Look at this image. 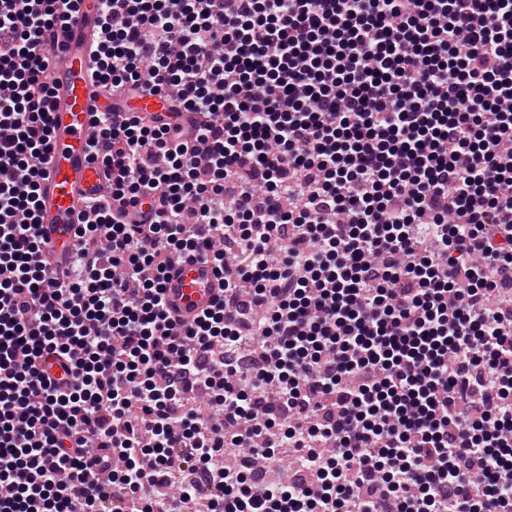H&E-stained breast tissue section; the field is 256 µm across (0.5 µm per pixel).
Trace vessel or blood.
Here are the masks:
<instances>
[{
	"label": "vessel or blood",
	"mask_w": 512,
	"mask_h": 512,
	"mask_svg": "<svg viewBox=\"0 0 512 512\" xmlns=\"http://www.w3.org/2000/svg\"><path fill=\"white\" fill-rule=\"evenodd\" d=\"M101 0H77L53 58L55 92L50 106L51 151L39 183L37 232L49 262L72 249L75 226L86 219L90 205L108 196V176L88 154L99 131L102 90L89 73L97 50ZM170 102L150 93L136 96L132 108L147 121L169 118ZM223 288L213 264L202 256H185L170 268L162 297L167 307L185 320L214 305Z\"/></svg>",
	"instance_id": "vessel-or-blood-1"
}]
</instances>
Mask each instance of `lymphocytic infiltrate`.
<instances>
[{"instance_id":"lymphocytic-infiltrate-1","label":"lymphocytic infiltrate","mask_w":512,"mask_h":512,"mask_svg":"<svg viewBox=\"0 0 512 512\" xmlns=\"http://www.w3.org/2000/svg\"><path fill=\"white\" fill-rule=\"evenodd\" d=\"M71 12L0 0V512H179V447L211 512H512V0H106L90 154L126 207L61 277L35 213ZM146 91L199 124L125 111ZM185 255L224 281L189 323ZM241 448L297 472L254 492L215 462ZM224 288L213 264L203 256H185L170 268L162 297L186 321L214 305Z\"/></svg>"}]
</instances>
